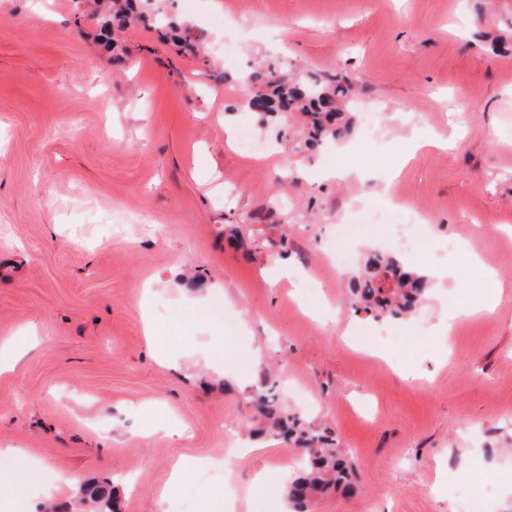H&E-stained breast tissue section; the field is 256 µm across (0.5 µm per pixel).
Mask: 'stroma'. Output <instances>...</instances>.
<instances>
[{"label": "stroma", "instance_id": "obj_1", "mask_svg": "<svg viewBox=\"0 0 512 512\" xmlns=\"http://www.w3.org/2000/svg\"><path fill=\"white\" fill-rule=\"evenodd\" d=\"M171 12L206 61L140 27L116 61L71 0H0V346H18L0 376V448L26 454L22 512H43L46 486L82 512L62 473L110 481L122 512H213L220 496L234 512H291L280 466L298 450L268 436L261 453H234L267 372L354 466L355 493L310 512L476 500L512 512V55L481 36L512 20V0H173ZM260 61L343 76L359 91L353 135L293 154L287 123L261 120L237 82ZM452 102L469 105L466 123ZM228 126L258 149L241 151ZM414 130L449 146L412 148ZM338 165L372 178H321ZM394 194L429 216L407 261L454 277L412 316L372 319L347 283L366 247H388L369 215ZM233 229L248 251L229 245ZM451 240L492 270L493 309ZM340 246L351 266L337 267ZM278 260L289 278L272 279ZM466 306L449 335L432 331ZM159 418L179 436L145 435Z\"/></svg>", "mask_w": 512, "mask_h": 512}]
</instances>
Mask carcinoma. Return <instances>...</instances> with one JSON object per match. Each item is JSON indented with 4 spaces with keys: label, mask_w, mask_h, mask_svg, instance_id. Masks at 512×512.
Listing matches in <instances>:
<instances>
[{
    "label": "carcinoma",
    "mask_w": 512,
    "mask_h": 512,
    "mask_svg": "<svg viewBox=\"0 0 512 512\" xmlns=\"http://www.w3.org/2000/svg\"><path fill=\"white\" fill-rule=\"evenodd\" d=\"M166 0H77L88 7L87 14L96 18L99 31L109 33L104 49L124 54L112 34L140 25L158 31L164 43L178 53L200 56L191 27L166 11ZM251 101L263 108L258 113H299L303 118V136L292 144L296 154H306L332 140H339L353 129V115L345 110L352 92L345 78L310 69H286L270 62L248 75ZM429 290L428 276L408 266L402 256L393 252L368 251L359 271L351 277L350 293L355 312L373 317H402L413 313L424 302ZM265 387L251 397L255 415L263 420L257 430L273 435L299 448L303 466L288 482L287 499L293 512H308L319 495L333 489L352 490L353 469L336 448L329 433L290 411ZM79 499L92 512H115L111 491L102 485L84 484Z\"/></svg>",
    "instance_id": "cac0c4a2"
}]
</instances>
